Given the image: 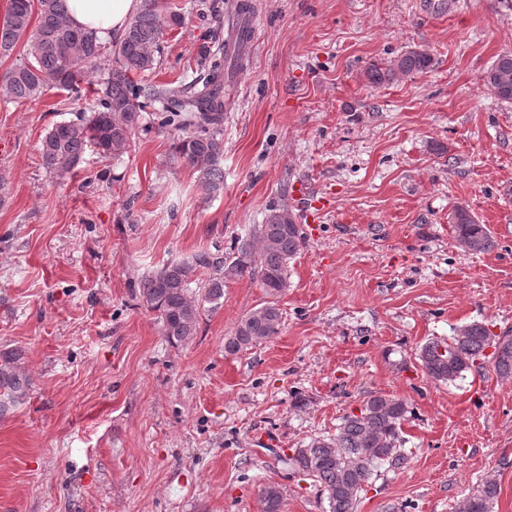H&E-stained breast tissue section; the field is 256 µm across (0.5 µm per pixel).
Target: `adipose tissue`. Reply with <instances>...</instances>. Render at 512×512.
I'll list each match as a JSON object with an SVG mask.
<instances>
[{
	"instance_id": "ef3b65f1",
	"label": "adipose tissue",
	"mask_w": 512,
	"mask_h": 512,
	"mask_svg": "<svg viewBox=\"0 0 512 512\" xmlns=\"http://www.w3.org/2000/svg\"><path fill=\"white\" fill-rule=\"evenodd\" d=\"M141 0H67L69 22L93 32L101 42L122 35Z\"/></svg>"
}]
</instances>
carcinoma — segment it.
<instances>
[{
	"label": "carcinoma",
	"mask_w": 512,
	"mask_h": 512,
	"mask_svg": "<svg viewBox=\"0 0 512 512\" xmlns=\"http://www.w3.org/2000/svg\"><path fill=\"white\" fill-rule=\"evenodd\" d=\"M181 14L164 16L155 0H144L125 33L109 46L93 33L72 27L67 21V0H10L8 13L0 22V55L9 56L19 41L23 59L0 75V96L11 101L35 99L50 88L68 92L79 101L82 84L108 67L96 83L91 116L83 114L52 126L41 141L42 165L47 173L63 177L85 160L94 148L105 157H119L130 148L141 127L142 112H158L159 127L179 131L174 143L177 158L193 170L207 194L224 189V85L229 69L239 59L219 47L212 55L208 73L187 85L153 86L137 76L154 68L164 28L179 25ZM430 55L410 49L367 72L373 85H383L400 75H412L430 67ZM483 85L497 99L512 102V54L499 56L485 71ZM459 243L472 254H484L495 240L484 224L469 210L457 206L451 212ZM302 225L288 207L272 204L265 221L238 238L225 253L204 250L189 260H173L143 277L139 298L158 313L162 334L173 346L189 343L196 335L203 313L224 302V282L244 274L256 277L267 295L275 297L288 287V265L304 244ZM209 272L198 296L191 293L193 273ZM282 312L267 301L247 313L234 333L224 340V353L235 355L278 335ZM493 352L486 354V349ZM25 351L0 350V417L23 401L32 381L24 370ZM422 371L437 382H454L465 373L487 367L501 378H512V335H494L480 322L453 329L444 339L430 340L419 352ZM410 410L392 395L377 394L345 414L336 433L318 436L302 448L292 449L289 467L312 479L326 499V512H356L361 493L378 476L379 466L401 470L408 463L401 433ZM498 495L495 479L477 481L455 506V512H490ZM282 493L275 485L260 491L262 512H280Z\"/></svg>",
	"instance_id": "obj_1"
}]
</instances>
